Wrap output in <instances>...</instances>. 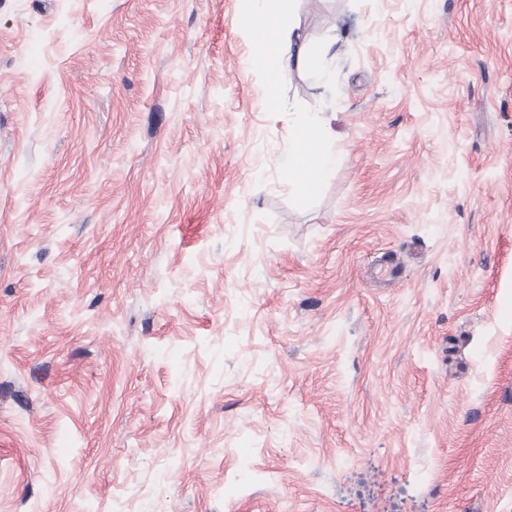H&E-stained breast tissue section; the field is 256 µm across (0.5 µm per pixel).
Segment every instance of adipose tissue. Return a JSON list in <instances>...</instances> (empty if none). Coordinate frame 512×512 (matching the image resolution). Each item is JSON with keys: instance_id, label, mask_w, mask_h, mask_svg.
<instances>
[{"instance_id": "ef3b65f1", "label": "adipose tissue", "mask_w": 512, "mask_h": 512, "mask_svg": "<svg viewBox=\"0 0 512 512\" xmlns=\"http://www.w3.org/2000/svg\"><path fill=\"white\" fill-rule=\"evenodd\" d=\"M297 0H247L245 20L253 36L269 33L270 39L257 59L265 72V95L271 107H280V85L292 68L310 67L327 76V59L333 42L308 43L281 29L283 18L294 12ZM336 138L330 119L315 115L308 126L295 128L290 135L291 149L282 166L288 183L302 194L313 195L340 162V155L327 149Z\"/></svg>"}]
</instances>
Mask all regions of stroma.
Instances as JSON below:
<instances>
[{
    "label": "stroma",
    "instance_id": "stroma-1",
    "mask_svg": "<svg viewBox=\"0 0 512 512\" xmlns=\"http://www.w3.org/2000/svg\"><path fill=\"white\" fill-rule=\"evenodd\" d=\"M244 8L0 0V512H512V0ZM298 0H247L245 20L256 41L263 32L271 37L263 51L258 52L257 61L265 72V95L268 104L280 108V85L293 66L314 68L327 82V59L334 49L335 41L308 43L288 29H281L282 19L294 12ZM333 120L335 117L327 119L316 114L309 120V126L318 131V137L307 127H296L290 135L291 150L281 166L288 171L289 185L302 195L315 194L342 160L335 150L322 144L336 141Z\"/></svg>",
    "mask_w": 512,
    "mask_h": 512
}]
</instances>
